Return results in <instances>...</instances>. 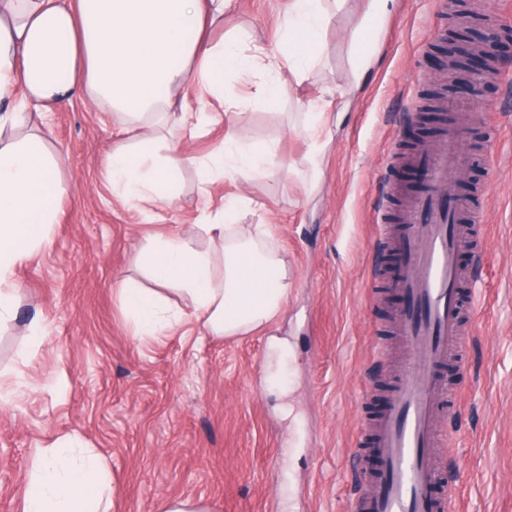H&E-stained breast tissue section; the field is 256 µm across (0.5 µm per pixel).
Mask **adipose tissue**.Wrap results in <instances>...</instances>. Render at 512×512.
I'll list each match as a JSON object with an SVG mask.
<instances>
[{
  "mask_svg": "<svg viewBox=\"0 0 512 512\" xmlns=\"http://www.w3.org/2000/svg\"><path fill=\"white\" fill-rule=\"evenodd\" d=\"M235 0H0V129L23 136L0 139V322L12 318L21 290L17 266L47 239L65 192L56 158L32 117L59 111L86 97L102 112L118 113L107 177L113 196L169 201L185 165L200 173L208 191L227 177L264 175L274 162L266 145L247 139L243 128L225 149L201 156L186 140L223 126L227 112L244 99L224 81L263 74L256 94L280 95V73L315 66L332 12L345 0H289L280 43L245 49L237 38L218 42L208 27L224 22ZM195 85L218 101L194 107L178 93ZM172 117L183 143L156 142L159 117ZM229 210L210 214L200 230L209 241L177 232L148 240L138 255L155 290L126 283L123 306L142 334H156L184 319L203 323L212 336H236L262 327L281 312L290 283L288 267L263 227L234 224ZM173 287L192 302L191 314L170 309L163 291ZM112 475L105 459L76 437L39 449L28 478L24 512H111Z\"/></svg>",
  "mask_w": 512,
  "mask_h": 512,
  "instance_id": "adipose-tissue-1",
  "label": "adipose tissue"
}]
</instances>
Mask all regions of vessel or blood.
<instances>
[{
  "instance_id": "obj_1",
  "label": "vessel or blood",
  "mask_w": 512,
  "mask_h": 512,
  "mask_svg": "<svg viewBox=\"0 0 512 512\" xmlns=\"http://www.w3.org/2000/svg\"><path fill=\"white\" fill-rule=\"evenodd\" d=\"M463 138L459 129L449 128L431 150L412 156L428 184L402 214L405 232L378 235L380 244L400 258L397 286L405 297L400 331L409 355L393 380L387 409L365 432L377 472L374 480L357 486L352 512L441 508L436 490L445 476L438 401L445 392L442 368L468 346L458 291L468 229L458 224L457 215L469 206L446 199L442 188L451 167L467 161L455 148Z\"/></svg>"
}]
</instances>
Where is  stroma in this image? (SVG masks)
<instances>
[{"instance_id": "stroma-1", "label": "stroma", "mask_w": 512, "mask_h": 512, "mask_svg": "<svg viewBox=\"0 0 512 512\" xmlns=\"http://www.w3.org/2000/svg\"><path fill=\"white\" fill-rule=\"evenodd\" d=\"M288 2L237 0L223 31L273 47ZM440 2L347 0L319 68L282 70L279 98L246 101L189 140L206 154L241 124L275 154L265 175L205 194L187 166L171 201L121 203L106 177L112 116L77 99L51 117L46 147L66 192L47 243L16 268L22 293L0 323V512H22L37 450L65 435L109 464L112 512H157L169 497L205 500L212 512H349L358 462L371 453L354 433L386 408L359 394L392 381L405 354L399 305L382 291L387 251L375 244L392 208L380 183L388 151L435 85L432 46L448 28ZM368 13L377 33L352 42ZM355 52L369 59L358 77ZM479 88L484 110L469 125L498 161L462 167L485 223L480 250L461 256L479 300L464 309L463 360L442 371L456 416L445 456L457 483L451 512H512V85L493 76ZM312 107L329 111L318 151L305 132ZM235 199L237 223L266 225L288 265L279 317L245 336L212 337L196 322L137 335L119 288L128 277L150 287L139 251ZM34 321L42 336L31 335Z\"/></svg>"}]
</instances>
